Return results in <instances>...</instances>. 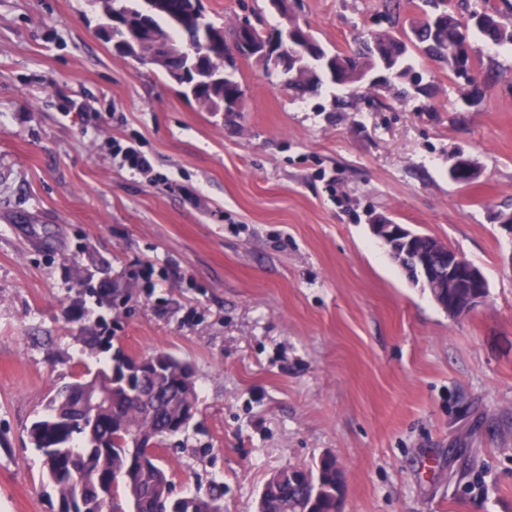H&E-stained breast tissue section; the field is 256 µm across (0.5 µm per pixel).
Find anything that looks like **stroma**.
I'll list each match as a JSON object with an SVG mask.
<instances>
[{
	"instance_id": "1",
	"label": "stroma",
	"mask_w": 512,
	"mask_h": 512,
	"mask_svg": "<svg viewBox=\"0 0 512 512\" xmlns=\"http://www.w3.org/2000/svg\"><path fill=\"white\" fill-rule=\"evenodd\" d=\"M209 20L283 27L266 0ZM345 50L380 0H296ZM88 0H0V512H57L27 430L54 387L114 351H165L198 412L163 449L175 495L255 512L267 477L324 455L345 512H512V46L473 39L482 98L422 55L429 94L296 97L239 60L240 111L209 112L118 54ZM131 143L152 167L114 153ZM470 184L448 177L455 153ZM384 215L480 267L486 302L448 317L369 230ZM83 267L74 279L72 263ZM110 348L85 355L94 328Z\"/></svg>"
}]
</instances>
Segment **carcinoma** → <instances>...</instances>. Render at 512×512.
Segmentation results:
<instances>
[{
	"label": "carcinoma",
	"instance_id": "cac0c4a2",
	"mask_svg": "<svg viewBox=\"0 0 512 512\" xmlns=\"http://www.w3.org/2000/svg\"><path fill=\"white\" fill-rule=\"evenodd\" d=\"M102 31L108 39L119 38L127 46V55L140 50L142 42L162 37L175 45H184L197 32L196 20L185 15V0H165V7L149 16L137 36L112 28V11L139 14L140 0H102ZM442 0H422L421 16L412 22L411 45L403 46V36L393 30L375 33L356 43L349 51H324L333 59L336 78L333 84L347 88L359 86V72L376 67L380 59L372 54L371 44L395 57L399 73L405 79L413 73L409 52L416 49L440 62L454 74L461 66L474 67L473 55L460 58L457 46L470 42L477 33L494 45L512 44V30L498 20V9H486L489 21L480 27L472 20H459L441 9ZM205 72L195 74L192 81L178 82L181 92L210 112L224 111V100L243 94L241 83L234 77L224 79V44L211 46L204 59ZM288 88L305 91L330 80V71L320 70L319 60L304 57L296 72L282 71ZM162 364L161 370L135 378L131 383L112 378V368L121 361L132 360L117 355L112 364L95 373L81 372L71 382L57 387L44 412L30 427L31 443L44 455L45 478L58 502L59 512H104L105 506L115 510L114 490L122 487L130 512H224V491L217 485L204 494L162 499L157 488L173 484V475L162 463L159 450L168 444L161 438L174 424L184 403L198 400L196 388L184 392L179 370L182 361L171 354L153 352ZM102 391L107 409L91 422L84 410L83 391ZM120 417L126 430L122 435L112 431V419ZM344 485L336 480V462L326 455L311 468H298L293 479L286 480L278 494L263 496L261 512H336L343 498Z\"/></svg>",
	"mask_w": 512,
	"mask_h": 512
}]
</instances>
